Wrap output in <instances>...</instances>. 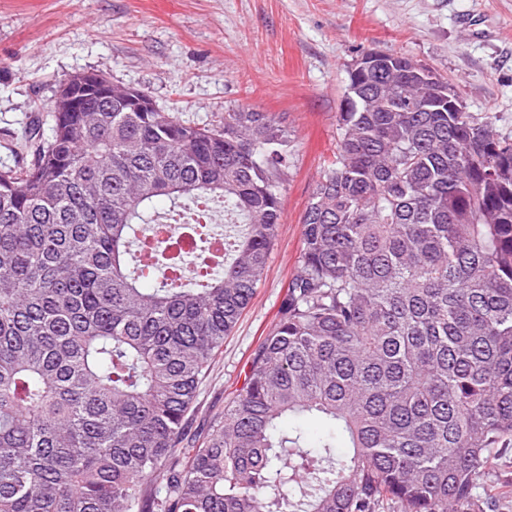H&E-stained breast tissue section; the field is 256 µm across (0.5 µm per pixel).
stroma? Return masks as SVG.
<instances>
[{
  "label": "stroma",
  "mask_w": 512,
  "mask_h": 512,
  "mask_svg": "<svg viewBox=\"0 0 512 512\" xmlns=\"http://www.w3.org/2000/svg\"><path fill=\"white\" fill-rule=\"evenodd\" d=\"M400 52L512 134V0H0V168L49 129L58 86L84 71L147 93L189 125L268 112L295 141L266 275L200 385L190 433L207 435L277 321L300 259L302 216L336 151L346 66Z\"/></svg>",
  "instance_id": "1"
}]
</instances>
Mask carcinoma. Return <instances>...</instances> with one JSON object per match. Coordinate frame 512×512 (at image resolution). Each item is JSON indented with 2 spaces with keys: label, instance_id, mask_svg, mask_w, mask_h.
Listing matches in <instances>:
<instances>
[{
  "label": "carcinoma",
  "instance_id": "cac0c4a2",
  "mask_svg": "<svg viewBox=\"0 0 512 512\" xmlns=\"http://www.w3.org/2000/svg\"><path fill=\"white\" fill-rule=\"evenodd\" d=\"M450 89L401 53L349 66L278 320L184 450L276 241L288 127L92 98L24 131L0 169V512H483L512 445V135ZM211 201L224 255L202 214L169 276L174 217ZM306 414L351 451L280 430ZM495 467L490 480L497 486L512 490V447L495 448Z\"/></svg>",
  "mask_w": 512,
  "mask_h": 512
}]
</instances>
